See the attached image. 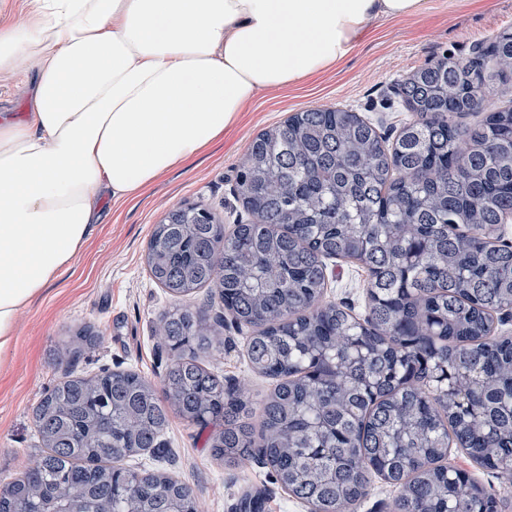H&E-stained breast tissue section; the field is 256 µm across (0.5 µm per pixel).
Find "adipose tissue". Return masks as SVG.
I'll list each match as a JSON object with an SVG mask.
<instances>
[{
  "label": "adipose tissue",
  "mask_w": 512,
  "mask_h": 512,
  "mask_svg": "<svg viewBox=\"0 0 512 512\" xmlns=\"http://www.w3.org/2000/svg\"><path fill=\"white\" fill-rule=\"evenodd\" d=\"M425 0H21L0 12V350L87 246L103 196L141 194L220 143L259 92L341 63ZM23 117L29 112L28 103L24 98L22 87L14 82H0V113Z\"/></svg>",
  "instance_id": "ef3b65f1"
}]
</instances>
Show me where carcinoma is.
<instances>
[{
	"label": "carcinoma",
	"mask_w": 512,
	"mask_h": 512,
	"mask_svg": "<svg viewBox=\"0 0 512 512\" xmlns=\"http://www.w3.org/2000/svg\"><path fill=\"white\" fill-rule=\"evenodd\" d=\"M512 77V32L491 43ZM450 60L411 71L413 117L392 141L343 108L298 112L265 129L239 166L234 196L251 216L224 230L175 207L146 263L183 300L207 287L245 339L261 403L201 362L220 342L207 311L161 319L170 362L161 386L133 370L67 376L33 412L43 454L5 483L0 512H198L193 489L124 460L159 447L175 414L215 425L213 456L260 460L313 512H350L375 478L394 512H503L493 492L448 466L452 448L512 471V106L475 112ZM367 275V312L327 299V261Z\"/></svg>",
	"instance_id": "cac0c4a2"
}]
</instances>
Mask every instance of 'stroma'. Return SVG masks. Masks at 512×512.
I'll use <instances>...</instances> for the list:
<instances>
[{"mask_svg": "<svg viewBox=\"0 0 512 512\" xmlns=\"http://www.w3.org/2000/svg\"><path fill=\"white\" fill-rule=\"evenodd\" d=\"M504 30H512V0H426L422 15L383 22L335 69L258 93L223 142L190 168L171 170L139 197L104 198L101 221L88 246L24 311L10 345L0 351V483L39 459L32 412L65 375L131 369L160 383L170 356L160 343L158 322L175 300L150 280L145 254L155 224L171 209L198 204L228 228L248 221L233 188L238 166L261 130L298 112L344 106L367 116L384 136L394 137L411 116L399 88L411 70L447 56L469 58L474 44L488 43ZM328 268L329 299L363 310L364 270L339 260L329 261ZM189 302L209 311L221 336V348L203 357V364L261 398L271 382L248 370L244 329L211 298L209 289H200ZM84 327L98 333V340L72 362L58 364L56 351ZM211 433V427L171 417L160 448L141 455L140 461L189 484L198 512H233L247 492L263 496L264 512H310L257 462L226 469L212 455ZM448 462L495 492L505 503L504 512H512V475L483 469L456 448Z\"/></svg>", "mask_w": 512, "mask_h": 512, "instance_id": "35a3bbf8", "label": "stroma"}]
</instances>
